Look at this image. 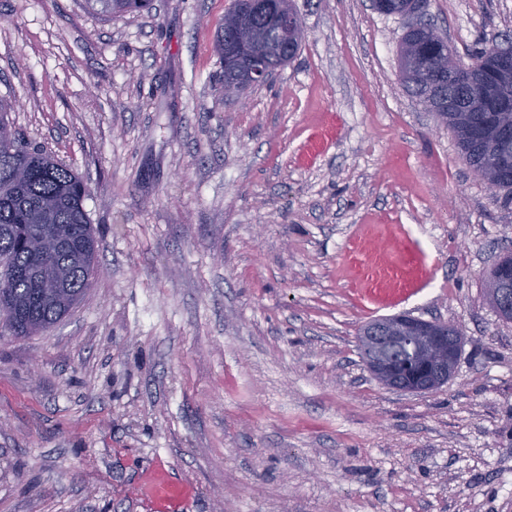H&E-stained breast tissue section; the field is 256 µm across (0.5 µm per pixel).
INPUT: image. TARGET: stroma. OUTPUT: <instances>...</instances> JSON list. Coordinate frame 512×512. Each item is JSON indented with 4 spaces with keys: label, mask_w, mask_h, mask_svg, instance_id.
Returning <instances> with one entry per match:
<instances>
[{
    "label": "stroma",
    "mask_w": 512,
    "mask_h": 512,
    "mask_svg": "<svg viewBox=\"0 0 512 512\" xmlns=\"http://www.w3.org/2000/svg\"><path fill=\"white\" fill-rule=\"evenodd\" d=\"M232 0H0V98L86 183L101 272L53 328L0 327V512H512V251L488 192L399 76L408 24L292 0L299 55L245 103L213 52ZM463 63L512 0H425ZM463 330L410 393L369 321ZM86 3L91 9L100 13L125 16L149 9L151 0H86Z\"/></svg>",
    "instance_id": "obj_1"
}]
</instances>
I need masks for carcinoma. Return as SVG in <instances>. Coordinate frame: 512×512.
Masks as SVG:
<instances>
[{
    "label": "carcinoma",
    "mask_w": 512,
    "mask_h": 512,
    "mask_svg": "<svg viewBox=\"0 0 512 512\" xmlns=\"http://www.w3.org/2000/svg\"><path fill=\"white\" fill-rule=\"evenodd\" d=\"M103 14L125 16L150 7L151 0H86ZM444 42L438 34L401 43L404 85L418 94L410 56L433 61ZM12 104L0 99V319L15 336H32L54 326L80 301L87 273L97 264L96 238L84 200L88 188L73 170L24 140L8 118ZM445 125L471 167L482 173L503 143L494 131L512 126V112L489 101L477 112H450ZM397 378L408 381L417 362L400 349L386 354Z\"/></svg>",
    "instance_id": "carcinoma-1"
}]
</instances>
